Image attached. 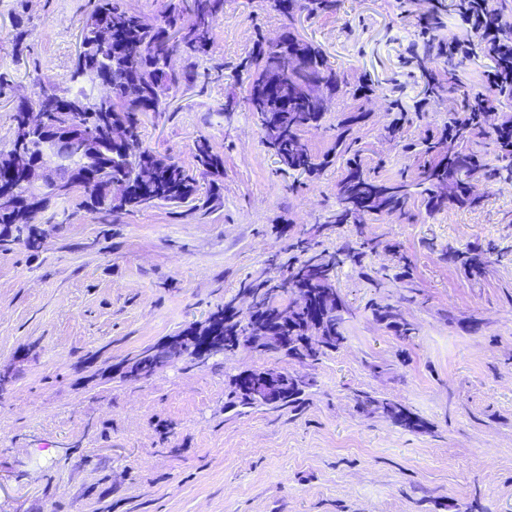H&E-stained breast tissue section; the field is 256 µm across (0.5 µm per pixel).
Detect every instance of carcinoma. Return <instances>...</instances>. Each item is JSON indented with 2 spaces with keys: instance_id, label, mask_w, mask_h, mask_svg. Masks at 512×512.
Instances as JSON below:
<instances>
[{
  "instance_id": "carcinoma-1",
  "label": "carcinoma",
  "mask_w": 512,
  "mask_h": 512,
  "mask_svg": "<svg viewBox=\"0 0 512 512\" xmlns=\"http://www.w3.org/2000/svg\"><path fill=\"white\" fill-rule=\"evenodd\" d=\"M226 0H169L157 21L149 24L141 14L127 6L126 0H87V18L80 31V49L71 79L80 84H99L108 77L112 99L100 98L84 91L71 96L74 110L65 116L52 106L58 95L54 89L41 88L29 97L18 99L12 107L13 136H25L24 112L36 109L42 113L43 128L52 132L68 122L82 128V136L65 144L63 153L69 166L55 177L40 183L15 173L9 156L0 157V187H9L16 197L34 198L38 210L48 209L51 200L67 196L75 187L86 193L83 205L92 212L119 214L169 206L181 208L198 200L199 181L177 163L143 147L140 141L141 118L144 112H160L167 93L193 84L195 73L180 70L172 59L177 54L200 58L208 53L216 23L224 14ZM269 7L288 20V31L278 42L270 43L257 33L249 56L238 64L247 74L248 87L241 103L252 113L259 108L257 98L272 79L286 88L288 101L277 107L280 123L273 131L264 132L268 147L288 170L312 173L322 162L301 140V132L317 126L324 110L318 99L310 97L305 87L319 83L327 95L350 93L348 75L334 67L312 43L293 31L299 14L316 16L336 12L338 0H289L291 8H283V0H267ZM14 57L20 60L30 52L26 19L18 15L13 20ZM239 101L232 97L224 103L231 111ZM453 136L443 135L426 145L425 152L438 159L418 173L410 182H393L381 178L362 161L351 162L339 183L336 194L334 223L345 224L346 204L356 207L353 218L385 211L402 215L409 198L417 194L432 210L448 205L477 206L486 195L459 186V178H474L480 172L498 170L504 180L512 181V156L499 152L496 163L484 161L481 147L491 141L499 143L497 133L483 128L467 127L451 122ZM350 126L342 122L336 127V149L343 154L354 151L349 138ZM25 151L41 167L50 157L43 153L41 141H24ZM197 169L202 175H214L223 167V159L214 153L206 141L195 148ZM147 168L155 172L157 181L146 188L141 197L114 199L108 196L107 184L129 179ZM0 251H7L17 242L35 252L40 248L38 236L30 226L29 213L22 205L0 210ZM303 259L288 268L287 275L275 281L252 284L249 292L257 299V308L247 316L218 308L211 316L214 333L222 337L224 350L232 351L242 342H253V349L275 348L299 362L316 361L328 351L339 349L337 337L343 335L344 307L336 303L332 288L339 259L324 253H309L301 246ZM302 286L310 294L306 305L278 304L276 299ZM379 316L394 323L396 331L409 336L411 328L397 321L398 314L390 306L377 309ZM263 319L277 325L270 332L273 341L255 337L254 322ZM319 330L329 336L326 344L315 350L308 346V332ZM259 372L239 374L233 378L232 404L242 409L262 407L265 402L250 397L247 383ZM308 382L288 380L279 407L297 408L303 402ZM359 408L383 411L396 425L417 431L424 422L398 403L379 401L363 393L356 397Z\"/></svg>"
}]
</instances>
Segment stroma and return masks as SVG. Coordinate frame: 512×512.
I'll return each mask as SVG.
<instances>
[{"label": "stroma", "instance_id": "stroma-1", "mask_svg": "<svg viewBox=\"0 0 512 512\" xmlns=\"http://www.w3.org/2000/svg\"><path fill=\"white\" fill-rule=\"evenodd\" d=\"M86 0H29L32 49L0 95V152L12 139L11 102L35 86L95 96L71 81ZM426 0H341L333 14L296 27L368 89V117L351 138L387 178L417 174L415 145L447 127L490 58L455 11L433 40L416 36ZM266 0H226L205 87L180 90L168 111L144 118L142 143L192 171L204 138L224 159L222 200L209 210L165 206L107 216L82 191L55 200L58 223H39L38 252L0 253V512H512V182L484 184L481 207L429 212L421 197L405 217L367 215L331 224L345 158L333 151L350 95L336 96L303 140L326 164L318 175L281 171L243 97L236 66L255 31L280 34ZM468 46L451 73L438 45ZM452 80L442 98L423 71ZM362 267L336 271L349 308L346 341L301 364L248 347L195 365L179 359L137 382L124 371L142 350L217 307L248 303L244 283L276 279L308 241L329 252L359 239ZM489 249L479 274L453 254ZM390 304L415 329L400 338L372 303ZM275 369L309 379L296 410L229 404V378ZM395 401L422 430L358 412L356 394Z\"/></svg>", "mask_w": 512, "mask_h": 512}]
</instances>
